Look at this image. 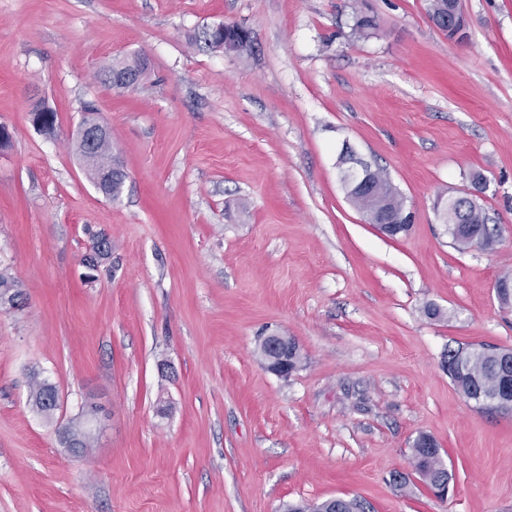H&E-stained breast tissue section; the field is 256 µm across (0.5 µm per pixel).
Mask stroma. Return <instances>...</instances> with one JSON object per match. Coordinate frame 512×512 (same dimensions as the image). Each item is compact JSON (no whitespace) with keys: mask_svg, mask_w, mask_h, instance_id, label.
<instances>
[{"mask_svg":"<svg viewBox=\"0 0 512 512\" xmlns=\"http://www.w3.org/2000/svg\"><path fill=\"white\" fill-rule=\"evenodd\" d=\"M449 41L428 0H0V512H283L344 497L365 512H512V415L448 375L459 348L512 349V0H461ZM375 34L355 29L358 8ZM234 22L251 51L189 35ZM147 57L137 85L97 78ZM57 115L48 138L30 98ZM126 173L99 194L75 154L81 105ZM350 143L414 215L391 239L340 182ZM493 248L441 219L473 173ZM112 244L93 280L83 256ZM438 308L430 318L425 307ZM299 343L288 378L258 345ZM54 384L53 420L28 375ZM100 406L93 448L59 423ZM447 498L411 464L419 434Z\"/></svg>","mask_w":512,"mask_h":512,"instance_id":"obj_1","label":"stroma"}]
</instances>
